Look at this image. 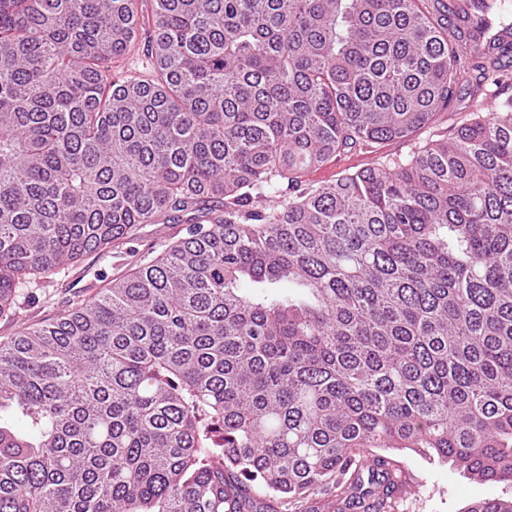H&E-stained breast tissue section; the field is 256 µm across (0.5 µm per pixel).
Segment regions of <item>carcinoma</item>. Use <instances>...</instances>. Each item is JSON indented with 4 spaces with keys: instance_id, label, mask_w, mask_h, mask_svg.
Here are the masks:
<instances>
[{
    "instance_id": "obj_1",
    "label": "carcinoma",
    "mask_w": 512,
    "mask_h": 512,
    "mask_svg": "<svg viewBox=\"0 0 512 512\" xmlns=\"http://www.w3.org/2000/svg\"><path fill=\"white\" fill-rule=\"evenodd\" d=\"M140 2L0 0V319L187 216L0 341V512H391L400 469L368 480L371 448L512 483V43L469 63L436 0ZM132 46L147 72L113 73ZM467 68L494 110L307 179L432 127ZM432 131V129H423L417 132L412 137V140L389 143L377 153H371L366 149L347 150L332 163L312 170L308 178L315 183L331 180L345 172L374 167L386 158H391L395 155H406L413 146L425 143L433 134ZM186 224H141L133 240L121 249L87 253L53 280L29 286V294L19 298V315L0 320V340L14 336L24 325L55 319L72 303L88 298L136 262L147 263L184 233ZM30 296V297H29Z\"/></svg>"
}]
</instances>
